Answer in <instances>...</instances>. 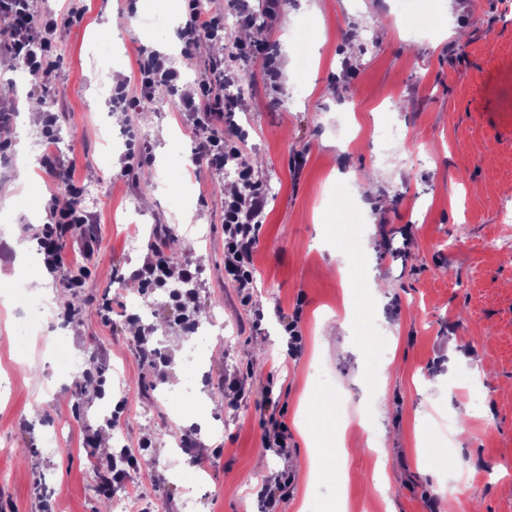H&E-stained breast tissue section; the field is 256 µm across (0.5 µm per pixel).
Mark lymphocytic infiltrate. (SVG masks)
I'll use <instances>...</instances> for the list:
<instances>
[{
	"instance_id": "f902f5d3",
	"label": "lymphocytic infiltrate",
	"mask_w": 512,
	"mask_h": 512,
	"mask_svg": "<svg viewBox=\"0 0 512 512\" xmlns=\"http://www.w3.org/2000/svg\"><path fill=\"white\" fill-rule=\"evenodd\" d=\"M56 29V19L47 18L44 22L42 47L37 52L31 49L29 43L18 38L10 35L1 37L0 54L21 60L32 70H40L45 53L53 46L52 35ZM223 36L224 21L220 15L203 16L197 10H189L188 18L179 33L183 44L182 53L191 56L201 42L218 40ZM183 106L185 110L197 115L194 130L198 138V156L202 161L211 168L220 169L228 157L237 156L241 159L246 136L236 129L221 131L224 115L232 111L234 105L214 94L211 81H200L195 95L185 99ZM266 204L264 188L252 166L241 159L238 187L224 200V270L241 289L249 287L254 281L252 255Z\"/></svg>"
}]
</instances>
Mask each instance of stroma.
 Segmentation results:
<instances>
[{
  "label": "stroma",
  "mask_w": 512,
  "mask_h": 512,
  "mask_svg": "<svg viewBox=\"0 0 512 512\" xmlns=\"http://www.w3.org/2000/svg\"><path fill=\"white\" fill-rule=\"evenodd\" d=\"M72 3L83 20L58 25L54 68L24 80L22 95L0 97V113L23 98L56 113L66 168L103 194L84 205L93 251H61L64 275H83L74 319L57 301L16 338L24 316L9 299L26 270L13 244L30 242L34 270L46 274L32 239L70 193L36 168L40 220L23 217L20 167L43 135L24 148L0 139V243L9 248L0 259V512H44L49 502L56 512H109L101 476L123 449L134 456L122 483L137 492L134 512H261L262 478L315 467L321 481L295 480L278 512H442L448 500L456 512H512V250L494 246L512 211V0H318L314 13L289 0L267 30L248 33L272 47L280 77L268 86L260 67H230L249 91L229 121L247 132L244 155L267 194L246 296L224 272L228 180L193 164L197 140L181 110L200 61L226 47L203 42L188 60L173 41L162 57L175 82L146 93L136 84L139 49L153 41L146 18H167L174 33L189 6L220 14L225 0ZM111 4L135 26L113 32ZM120 86L130 97L122 129L139 142L132 151L85 134ZM146 112L168 127L167 141ZM392 126L402 137L381 150ZM340 184L350 201L337 200ZM156 235L176 239L172 283L184 266L197 270V318L224 324L203 338L197 368L157 331L165 291L134 294L151 319L123 313L132 294L114 272L140 268ZM358 279L384 282L383 296L355 292ZM296 308L303 350L290 359L279 316ZM59 327L70 353L94 362L83 378L53 355ZM388 362L394 370L381 375ZM483 366L493 376L479 383ZM228 375L241 395L225 389ZM269 396L288 427L284 457L261 445ZM463 407L470 433L455 442L448 422ZM184 408L209 429L190 455L176 439ZM116 427L123 447L101 453L102 434ZM377 437L390 448L385 493L373 480Z\"/></svg>",
  "instance_id": "obj_1"
}]
</instances>
